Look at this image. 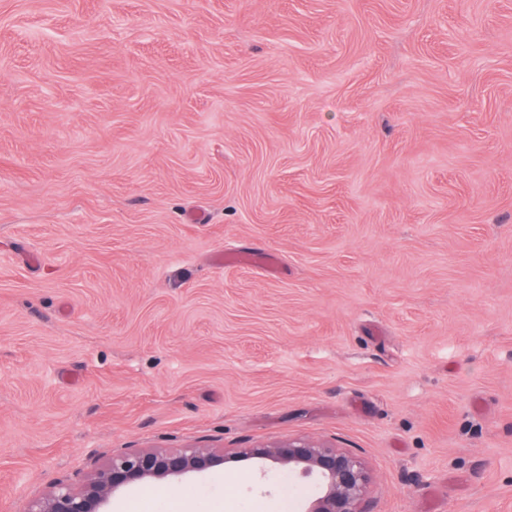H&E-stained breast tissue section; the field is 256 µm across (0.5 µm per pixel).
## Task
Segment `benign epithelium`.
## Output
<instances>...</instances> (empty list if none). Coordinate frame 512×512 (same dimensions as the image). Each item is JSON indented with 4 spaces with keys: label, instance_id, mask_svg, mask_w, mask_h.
<instances>
[{
    "label": "benign epithelium",
    "instance_id": "benign-epithelium-1",
    "mask_svg": "<svg viewBox=\"0 0 512 512\" xmlns=\"http://www.w3.org/2000/svg\"><path fill=\"white\" fill-rule=\"evenodd\" d=\"M249 459L272 461L299 479H314L316 494L302 512H369L364 503L371 476L361 457L302 438L234 452L205 446L123 448L93 464L79 481L63 477L49 491L32 495L20 512H110L112 499L131 487H168Z\"/></svg>",
    "mask_w": 512,
    "mask_h": 512
}]
</instances>
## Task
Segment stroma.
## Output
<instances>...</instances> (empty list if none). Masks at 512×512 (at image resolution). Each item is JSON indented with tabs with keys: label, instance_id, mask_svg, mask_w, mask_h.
Masks as SVG:
<instances>
[{
	"label": "stroma",
	"instance_id": "1",
	"mask_svg": "<svg viewBox=\"0 0 512 512\" xmlns=\"http://www.w3.org/2000/svg\"><path fill=\"white\" fill-rule=\"evenodd\" d=\"M298 437L370 512H512V0H0V512ZM314 488L252 459L111 510Z\"/></svg>",
	"mask_w": 512,
	"mask_h": 512
}]
</instances>
